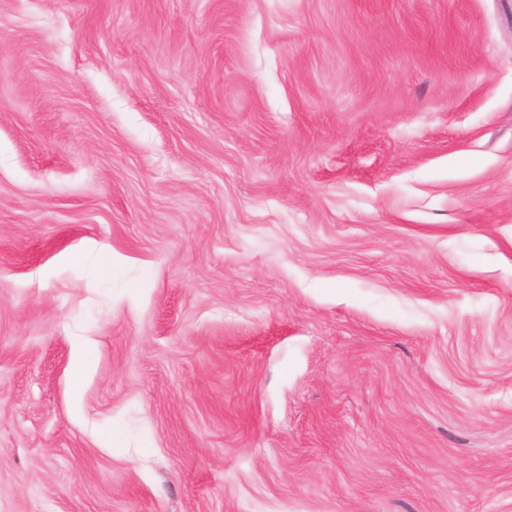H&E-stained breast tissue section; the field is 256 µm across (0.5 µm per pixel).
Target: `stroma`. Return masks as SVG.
<instances>
[{
    "instance_id": "obj_1",
    "label": "stroma",
    "mask_w": 512,
    "mask_h": 512,
    "mask_svg": "<svg viewBox=\"0 0 512 512\" xmlns=\"http://www.w3.org/2000/svg\"><path fill=\"white\" fill-rule=\"evenodd\" d=\"M0 512H512V0H0Z\"/></svg>"
}]
</instances>
